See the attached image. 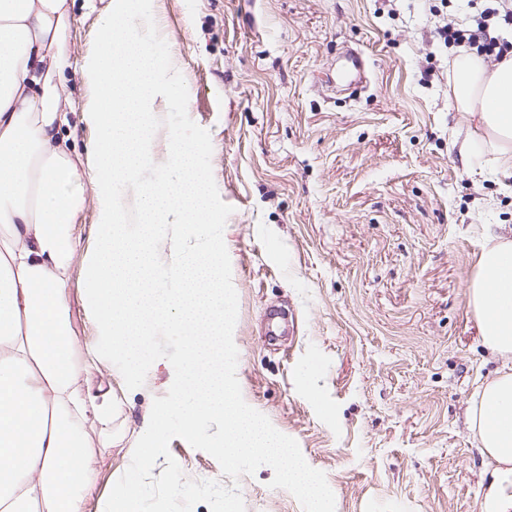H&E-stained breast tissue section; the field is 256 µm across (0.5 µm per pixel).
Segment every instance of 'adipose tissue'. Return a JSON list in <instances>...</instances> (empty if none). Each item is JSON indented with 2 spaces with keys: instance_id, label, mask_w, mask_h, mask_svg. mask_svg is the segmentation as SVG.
<instances>
[{
  "instance_id": "adipose-tissue-1",
  "label": "adipose tissue",
  "mask_w": 512,
  "mask_h": 512,
  "mask_svg": "<svg viewBox=\"0 0 512 512\" xmlns=\"http://www.w3.org/2000/svg\"><path fill=\"white\" fill-rule=\"evenodd\" d=\"M131 0H111L97 48L86 57L82 119L97 135L85 157L72 155L59 131L74 101L62 84L69 65L67 0H0V512H82L96 460L93 432L119 410L109 392L78 384L76 337L66 304L70 271L85 268L98 335L89 368L109 363L116 348L148 344L149 320L168 323L187 341L186 398L199 414L223 416L234 431L225 456L247 462L274 455L290 480L318 496L314 475L238 407L194 326L222 318L218 259L196 243L209 216L206 179L194 171L195 146L170 134L158 158L173 178L147 182L146 235L130 243L118 231L126 217L110 192L149 162L155 108L179 76L160 85L147 49L152 16L134 17ZM448 87L459 113V152L483 143L496 173L512 177V56L487 65L475 54L452 60ZM113 230L80 256L73 236L88 187ZM172 283L154 281L153 265ZM486 350L500 367L480 385L470 425L492 479L481 512H512V225L488 233L468 287Z\"/></svg>"
}]
</instances>
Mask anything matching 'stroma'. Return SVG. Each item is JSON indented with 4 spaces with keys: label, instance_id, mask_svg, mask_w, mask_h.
Instances as JSON below:
<instances>
[{
    "label": "stroma",
    "instance_id": "stroma-1",
    "mask_svg": "<svg viewBox=\"0 0 512 512\" xmlns=\"http://www.w3.org/2000/svg\"><path fill=\"white\" fill-rule=\"evenodd\" d=\"M109 0H71L76 113L63 131L84 153L83 67ZM160 18L187 112L209 131L223 239L238 295L234 342L245 402L325 473L335 512H480L488 476L468 420L497 368L468 302L484 232L512 225V179L466 166L448 95L452 50L485 0H134ZM78 358L96 337L80 267L67 289ZM295 313L270 340L265 312ZM150 388L109 370L126 439L92 441L84 512H104L130 446L174 370ZM184 475L237 485L246 512H303L264 465L232 481L208 453L169 444Z\"/></svg>",
    "mask_w": 512,
    "mask_h": 512
}]
</instances>
